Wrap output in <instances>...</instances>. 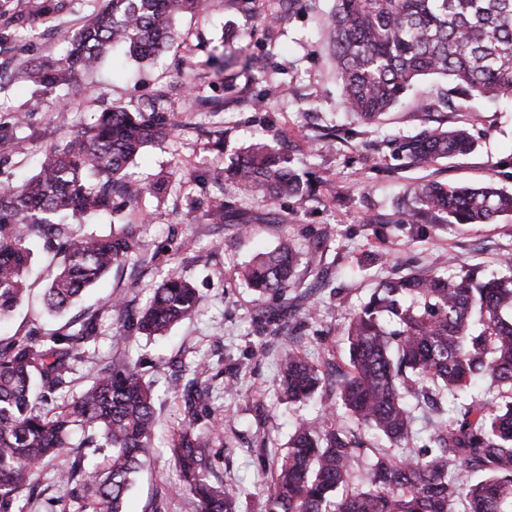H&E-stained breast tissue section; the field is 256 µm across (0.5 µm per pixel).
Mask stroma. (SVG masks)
Masks as SVG:
<instances>
[{
  "mask_svg": "<svg viewBox=\"0 0 512 512\" xmlns=\"http://www.w3.org/2000/svg\"><path fill=\"white\" fill-rule=\"evenodd\" d=\"M101 0H0V13L23 20L0 43V63L19 70L26 61L58 60L64 35L96 13ZM332 0H304L289 16L279 0H208L182 17L179 37L156 61L105 59L92 73L78 72L69 85L49 92L17 79L0 93V134L11 133L16 148L0 153V181H20L33 171L41 149L75 136L103 111L156 112L171 125L164 142L144 149L130 167L149 192L123 207L119 219L83 223L99 236L133 232L138 250L111 272L64 318L43 314L41 294L58 270L52 253L37 250L28 279L29 297L0 320V340L79 329L94 315L97 335L49 406L71 404L104 365L141 363L153 386L159 421L158 449L137 476L125 512H197L192 496L178 489L169 451L184 423L180 401L191 369L206 363L213 401L200 413L198 431L222 423L210 458L225 486L239 489L241 512H265L266 489L276 458L285 452L303 420H328L351 429L353 420L334 386L308 403H281L277 382L285 347L321 365L326 373L346 368L347 318L390 278L438 269L456 275L478 265L499 269L512 258V217L492 224H409L398 194L409 183L446 186L496 182L512 189L501 161L512 158V100L464 112L449 82L420 78L403 103L379 123L365 124L346 111L332 61L318 39V27ZM250 54L261 69L235 66L216 76L212 56ZM466 127L477 139L464 156L414 167L390 156V141L422 127ZM264 141L292 155L304 170L326 173V183L305 198L260 201L243 195L222 171L241 148ZM223 205L224 221L210 213ZM376 215L373 224L363 223ZM291 238L300 257L294 283L283 297L248 288L239 269L256 255ZM188 281L198 296L194 316L163 338L140 335L131 323L166 278ZM123 309H112L113 300ZM313 315H305V305ZM52 465L35 475L36 490L14 501L10 512H84L82 499L55 482Z\"/></svg>",
  "mask_w": 512,
  "mask_h": 512,
  "instance_id": "1",
  "label": "stroma"
}]
</instances>
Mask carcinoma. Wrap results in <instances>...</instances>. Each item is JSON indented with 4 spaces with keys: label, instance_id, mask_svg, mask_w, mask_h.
I'll return each mask as SVG.
<instances>
[{
    "label": "carcinoma",
    "instance_id": "cac0c4a2",
    "mask_svg": "<svg viewBox=\"0 0 512 512\" xmlns=\"http://www.w3.org/2000/svg\"><path fill=\"white\" fill-rule=\"evenodd\" d=\"M204 0H103L83 26L67 35L58 62H29L23 74L46 89L69 84L77 71L99 64L109 49L144 61L176 36L177 19ZM322 37L336 62L344 107L376 121L422 76L441 75L477 111L476 100L512 97V0H333ZM167 136V125L116 107L98 115L75 138L45 149L36 173L21 184H0V317L22 302L36 240L68 239L58 272L44 291L50 313L67 311L112 266L135 253L131 232L108 238L71 233L62 223L110 215L112 196L138 198L146 188L127 180L145 147ZM464 128H424L395 142L392 156L415 166L471 152ZM224 177L267 201L302 198L321 183L303 178L289 156L266 143L245 148ZM409 224H492L512 213V193L494 182L480 186L409 185L401 201ZM296 254L288 240L242 271L249 287L280 293ZM195 289L169 278L136 319L137 332L161 335L190 317ZM96 333V318L37 340L0 341V512L34 484L36 469L65 449L103 455L88 466L76 452L57 473L89 512H123V503L152 451L156 423L151 387L140 366L102 367L70 409L50 414L33 398L35 386L52 392L66 382L79 350ZM347 370L336 395L358 430L371 429L390 447L368 454L353 431L300 423L268 487L266 512H454L466 496L468 512H512V259L490 275L468 268L445 277L436 271L386 280L348 318ZM485 382L507 390L497 403L471 400L444 419L443 399ZM325 385L320 366L288 349L280 378L286 400L310 398ZM212 390L191 379L182 389L185 425L170 452L181 489L198 512H238L239 492L214 482L208 440L195 429L198 408ZM429 434L413 445L416 411ZM484 473L464 486L463 474Z\"/></svg>",
    "mask_w": 512,
    "mask_h": 512
}]
</instances>
